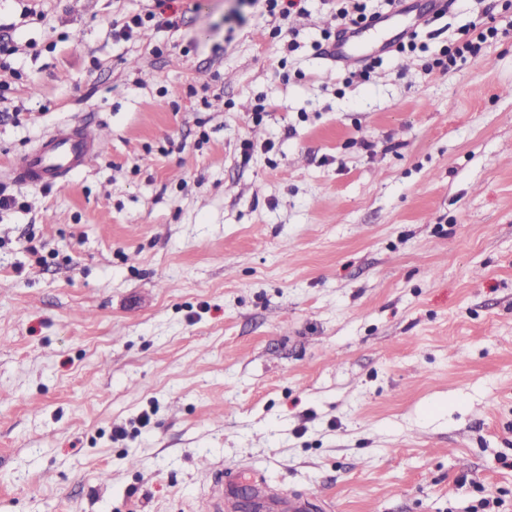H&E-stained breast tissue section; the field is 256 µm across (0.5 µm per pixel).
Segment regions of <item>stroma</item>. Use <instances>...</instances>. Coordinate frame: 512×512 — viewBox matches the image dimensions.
I'll list each match as a JSON object with an SVG mask.
<instances>
[{"instance_id":"1","label":"stroma","mask_w":512,"mask_h":512,"mask_svg":"<svg viewBox=\"0 0 512 512\" xmlns=\"http://www.w3.org/2000/svg\"><path fill=\"white\" fill-rule=\"evenodd\" d=\"M153 6L0 0V512H207L205 461L314 512H512V33L424 74L454 0L348 83L318 0L292 52L263 0L113 37ZM65 125L99 156L4 178Z\"/></svg>"}]
</instances>
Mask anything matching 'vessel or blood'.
Wrapping results in <instances>:
<instances>
[{"label":"vessel or blood","mask_w":512,"mask_h":512,"mask_svg":"<svg viewBox=\"0 0 512 512\" xmlns=\"http://www.w3.org/2000/svg\"><path fill=\"white\" fill-rule=\"evenodd\" d=\"M100 149L98 139L87 130H57L22 156L10 170L11 178L23 185L40 186L59 182L73 170L93 160ZM213 498L210 512H224L226 501L237 497L240 487L223 473H216L212 482ZM258 512H311L312 505L302 499H284L264 481L256 483Z\"/></svg>","instance_id":"b4317fda"}]
</instances>
